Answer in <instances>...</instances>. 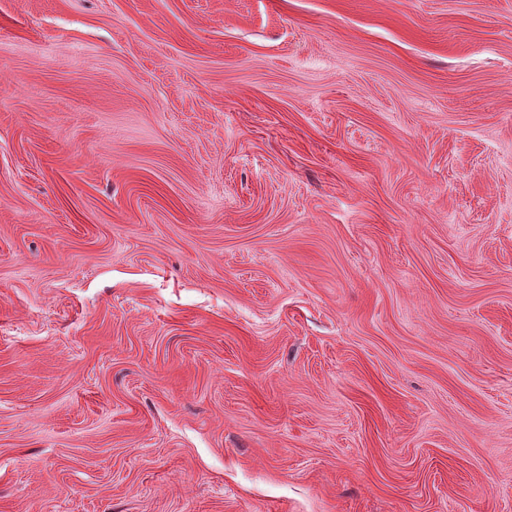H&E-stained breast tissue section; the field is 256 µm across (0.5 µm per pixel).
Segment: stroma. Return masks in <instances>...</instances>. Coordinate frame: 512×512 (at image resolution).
Returning a JSON list of instances; mask_svg holds the SVG:
<instances>
[{
    "label": "stroma",
    "mask_w": 512,
    "mask_h": 512,
    "mask_svg": "<svg viewBox=\"0 0 512 512\" xmlns=\"http://www.w3.org/2000/svg\"><path fill=\"white\" fill-rule=\"evenodd\" d=\"M0 512H512V0H0Z\"/></svg>",
    "instance_id": "1"
}]
</instances>
